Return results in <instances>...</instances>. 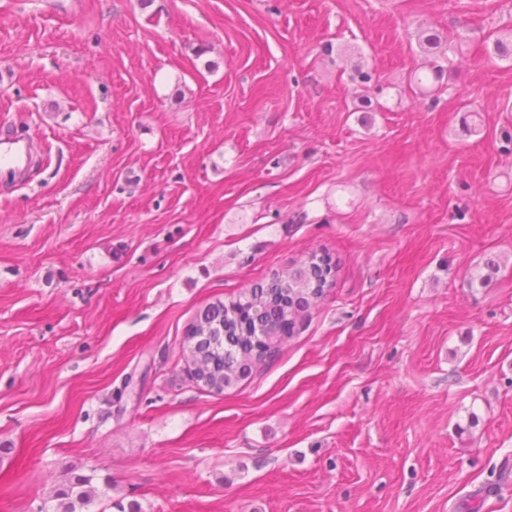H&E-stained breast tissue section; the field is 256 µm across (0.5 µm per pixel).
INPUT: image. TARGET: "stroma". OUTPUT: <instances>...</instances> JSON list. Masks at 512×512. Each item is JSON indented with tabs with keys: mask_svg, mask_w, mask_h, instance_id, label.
Returning <instances> with one entry per match:
<instances>
[{
	"mask_svg": "<svg viewBox=\"0 0 512 512\" xmlns=\"http://www.w3.org/2000/svg\"><path fill=\"white\" fill-rule=\"evenodd\" d=\"M423 26L456 45L433 98ZM511 29L512 0H0V126L39 157L0 178V512L94 468L142 512H512ZM312 252L338 270L279 354L193 385L198 311Z\"/></svg>",
	"mask_w": 512,
	"mask_h": 512,
	"instance_id": "1",
	"label": "stroma"
}]
</instances>
